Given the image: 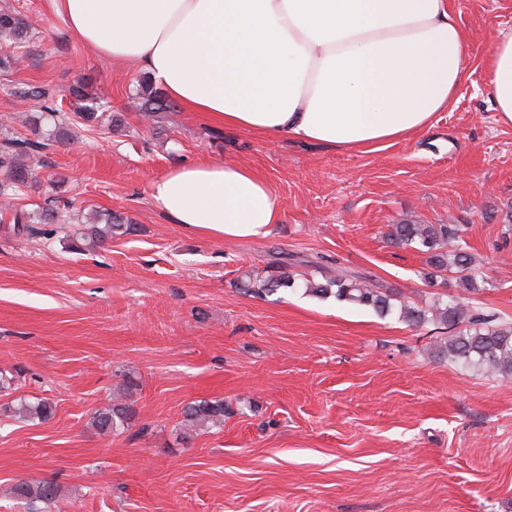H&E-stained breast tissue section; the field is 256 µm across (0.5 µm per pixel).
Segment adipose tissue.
Masks as SVG:
<instances>
[{
  "mask_svg": "<svg viewBox=\"0 0 512 512\" xmlns=\"http://www.w3.org/2000/svg\"><path fill=\"white\" fill-rule=\"evenodd\" d=\"M105 60L138 66L180 107L271 140L359 150L405 140L446 111L467 37L448 0H55ZM498 121L512 126V31L486 63ZM172 223L214 239H259L280 219L255 171L179 164L151 185Z\"/></svg>",
  "mask_w": 512,
  "mask_h": 512,
  "instance_id": "obj_1",
  "label": "adipose tissue"
}]
</instances>
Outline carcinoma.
<instances>
[{"label":"carcinoma","instance_id":"carcinoma-1","mask_svg":"<svg viewBox=\"0 0 512 512\" xmlns=\"http://www.w3.org/2000/svg\"><path fill=\"white\" fill-rule=\"evenodd\" d=\"M32 37V29L17 13L0 11V46L21 48ZM19 96L42 104L40 119L48 132L35 137L19 138L9 131H0V202L10 203L32 177L28 158L39 155L61 140L72 125L93 127L102 121L118 129L124 125L121 115L106 114L108 101L85 91L83 85L70 90L71 111L58 112L45 105L50 92L42 86L29 85L19 90ZM135 105L141 120L158 130L162 113L175 111V106L144 78L140 81ZM4 223L17 237H42L50 239L64 230L67 248L77 254L95 252L106 243L132 235L136 227L120 213L109 209L95 212L90 221L76 224L63 214L60 198L44 202L37 210L13 207L5 211ZM459 224H393L388 237L400 246L414 245L428 254L429 264L439 272L455 275L457 284L472 292L478 290L481 272L468 252ZM240 287L256 295H272L281 289L301 288L304 293L318 298L332 297L338 302L352 303L374 310L386 317L397 314L398 319L410 325L421 326L431 320L442 324L448 336L435 342L436 353L448 360L475 367L497 377H512V324L500 320L495 314L466 316L463 305L453 300L435 299L424 307L394 303L391 289L378 280L347 270L338 269L333 274H297L289 270L288 256L283 255L271 266V271L261 275L244 272ZM467 323L463 329L459 324ZM54 411L51 402L21 400L12 408L13 417L23 422L48 420ZM133 415L132 405L119 396L108 406L96 411L94 426L102 434H112L125 426ZM182 422L191 429L224 425V401L195 400L182 409ZM15 493L28 503L32 512H50L59 498V487L52 481L23 482Z\"/></svg>","mask_w":512,"mask_h":512}]
</instances>
